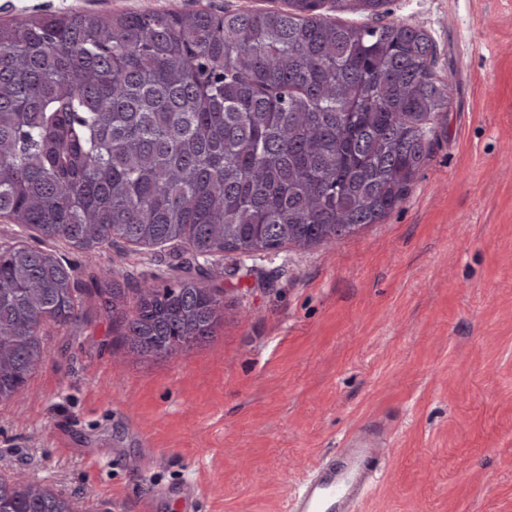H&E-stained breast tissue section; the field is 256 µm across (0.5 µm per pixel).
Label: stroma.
Here are the masks:
<instances>
[{
	"label": "stroma",
	"mask_w": 512,
	"mask_h": 512,
	"mask_svg": "<svg viewBox=\"0 0 512 512\" xmlns=\"http://www.w3.org/2000/svg\"><path fill=\"white\" fill-rule=\"evenodd\" d=\"M280 0H0L41 11L208 10ZM424 30L451 83L431 158L380 224L308 249L209 261L224 297L206 342L166 357L123 349L87 314L45 326L25 395L0 403V476L80 512H289L317 462L359 435L382 474L359 512H512V0H386ZM81 281L161 285L178 247L58 241Z\"/></svg>",
	"instance_id": "35a3bbf8"
}]
</instances>
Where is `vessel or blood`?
I'll return each instance as SVG.
<instances>
[{"instance_id": "vessel-or-blood-1", "label": "vessel or blood", "mask_w": 512, "mask_h": 512, "mask_svg": "<svg viewBox=\"0 0 512 512\" xmlns=\"http://www.w3.org/2000/svg\"><path fill=\"white\" fill-rule=\"evenodd\" d=\"M380 470L376 449H339L334 458L315 466L295 496L291 512H353Z\"/></svg>"}]
</instances>
